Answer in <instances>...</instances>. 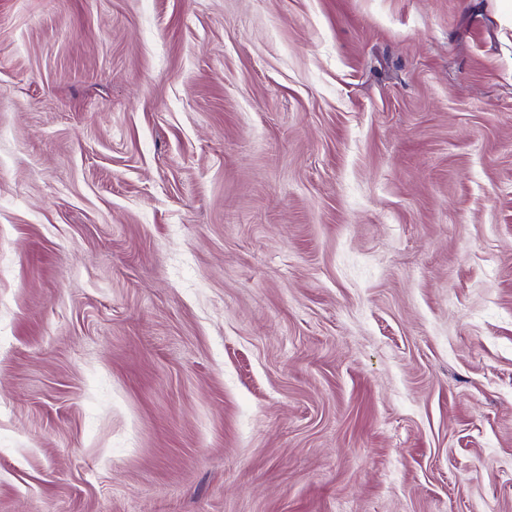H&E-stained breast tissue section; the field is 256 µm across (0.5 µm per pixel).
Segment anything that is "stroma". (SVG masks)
Listing matches in <instances>:
<instances>
[{
	"label": "stroma",
	"mask_w": 512,
	"mask_h": 512,
	"mask_svg": "<svg viewBox=\"0 0 512 512\" xmlns=\"http://www.w3.org/2000/svg\"><path fill=\"white\" fill-rule=\"evenodd\" d=\"M0 512H512V0H0Z\"/></svg>",
	"instance_id": "1"
}]
</instances>
